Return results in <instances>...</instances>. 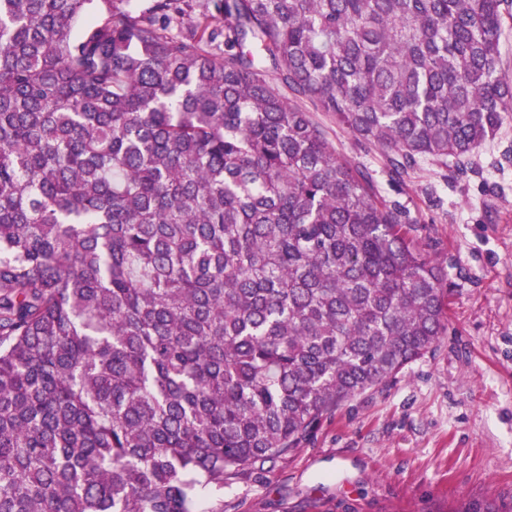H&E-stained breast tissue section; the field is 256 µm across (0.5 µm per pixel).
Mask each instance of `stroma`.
I'll use <instances>...</instances> for the list:
<instances>
[{"instance_id":"35a3bbf8","label":"stroma","mask_w":512,"mask_h":512,"mask_svg":"<svg viewBox=\"0 0 512 512\" xmlns=\"http://www.w3.org/2000/svg\"><path fill=\"white\" fill-rule=\"evenodd\" d=\"M310 115L441 260L446 329L288 456L227 476L198 512L219 499L224 512H512V115L472 155L468 178L427 159L403 188L378 149Z\"/></svg>"}]
</instances>
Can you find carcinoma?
I'll list each match as a JSON object with an SVG mask.
<instances>
[{"instance_id":"obj_1","label":"carcinoma","mask_w":512,"mask_h":512,"mask_svg":"<svg viewBox=\"0 0 512 512\" xmlns=\"http://www.w3.org/2000/svg\"><path fill=\"white\" fill-rule=\"evenodd\" d=\"M507 15L0 0V512H196L431 350L440 264L305 102L462 178Z\"/></svg>"}]
</instances>
